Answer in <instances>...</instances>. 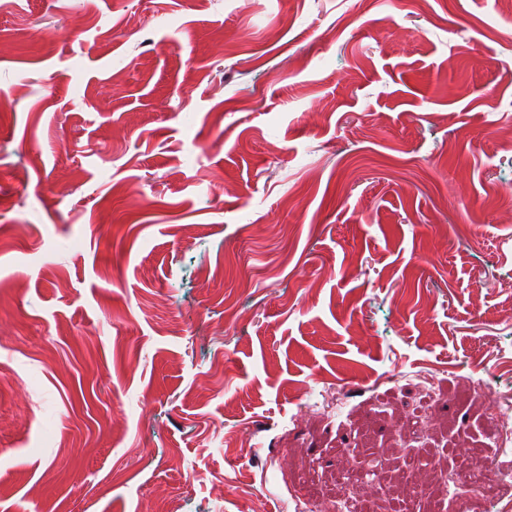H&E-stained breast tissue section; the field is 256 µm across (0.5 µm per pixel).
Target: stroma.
Instances as JSON below:
<instances>
[{"instance_id":"stroma-1","label":"stroma","mask_w":512,"mask_h":512,"mask_svg":"<svg viewBox=\"0 0 512 512\" xmlns=\"http://www.w3.org/2000/svg\"><path fill=\"white\" fill-rule=\"evenodd\" d=\"M508 127L499 0H0V512H336L352 449L478 462Z\"/></svg>"}]
</instances>
